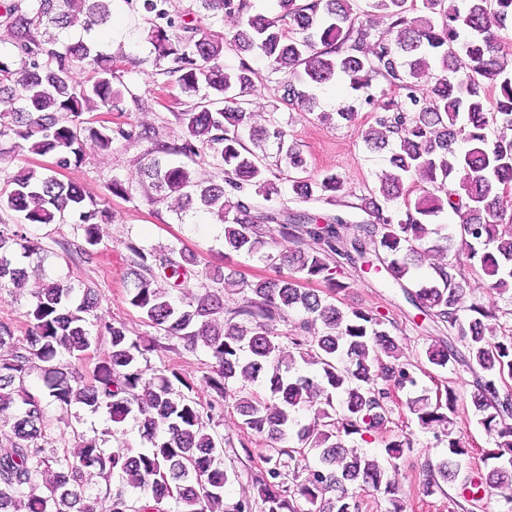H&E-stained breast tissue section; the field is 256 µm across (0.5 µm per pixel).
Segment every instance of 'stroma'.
Returning <instances> with one entry per match:
<instances>
[{
    "label": "stroma",
    "mask_w": 512,
    "mask_h": 512,
    "mask_svg": "<svg viewBox=\"0 0 512 512\" xmlns=\"http://www.w3.org/2000/svg\"><path fill=\"white\" fill-rule=\"evenodd\" d=\"M150 19V14L139 2L130 7L124 0H115L111 29L96 32L95 38L105 51L126 55L136 62L130 73L123 77L125 122L139 128H151L161 140L177 141L184 137V130L172 109L158 105L154 97L156 75L151 63L152 47L141 36ZM281 79L278 73L267 75L251 95L249 108L254 114L255 126L263 127L268 114H275L289 139L296 142L306 156L311 175L318 176L326 171L338 173L344 193L350 195L361 196L374 189L386 162L382 153L367 149L361 138L362 130L373 119L368 107H358L357 118L351 124L333 118L322 122L316 114L306 115L278 105L275 89ZM150 146L147 140L131 144L118 142L111 154L103 155L90 143L85 147V160L81 166L61 171L63 181L84 186L97 195L102 206L112 214L110 223L101 227V242L93 255L84 253L82 235L72 224H32L27 228L29 236L40 241L42 250L26 258V265L41 269L48 277L69 281L74 287L95 288L98 315L104 320L125 324L133 336H150L154 330L127 301L128 291L134 286L126 249L129 241L157 252L175 247L193 253L197 258L196 273L184 285L183 294L187 297L202 293L203 274L209 269H220L233 279L250 282L289 272L278 258L279 248H272L273 258L269 261L245 255L225 257L222 225L212 223L203 213L197 214L193 223H184L168 203L148 202L147 190L137 183L135 176ZM113 177L128 182L126 197L111 195L106 190V182ZM376 279L372 272L351 273L349 288L339 296L341 306L372 308L386 313L400 329L398 339L405 356L414 361L422 360L430 343L429 337L412 320V309L402 297L377 287ZM168 365L186 375L194 395L205 401L214 398L210 384L212 360L203 348L191 349L180 340H167L164 349L149 353L141 369L145 377L150 378ZM444 384L455 388L460 395L457 428L463 440L480 449L492 447V438L472 417L468 406L473 390L472 377L460 366L451 364L432 375L420 372L417 391L432 397L438 386ZM44 412L48 433L60 449L76 448L89 440L98 441L104 448L120 444L137 448L142 443L138 428L131 421L127 422L124 434L115 439L108 432L110 423L106 415L50 401L45 402ZM209 430L223 437L224 466L234 476L225 493V504L252 495V476L260 465L264 439L243 428L239 415L229 402L225 403L220 419L210 423ZM413 441L414 451L401 460L397 476L408 504L407 512H476L454 485L444 486L432 496H421L420 488L425 478L423 466L427 460L435 459L440 450L430 432L414 430Z\"/></svg>",
    "instance_id": "obj_1"
}]
</instances>
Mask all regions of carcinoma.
Wrapping results in <instances>:
<instances>
[{"mask_svg": "<svg viewBox=\"0 0 512 512\" xmlns=\"http://www.w3.org/2000/svg\"><path fill=\"white\" fill-rule=\"evenodd\" d=\"M166 0H144L155 20L146 40L154 49L157 74L177 75L170 88L175 117L186 136L179 143L156 140L138 177L156 191L151 201L174 197L179 213L203 212L224 225L227 254H254L269 243L285 247L280 259L290 273L275 279L230 281L222 271L204 273L217 287L194 300H174L193 259L183 251L156 254L127 243L136 284L128 302L147 326L191 349L205 348L214 361L211 384L217 398L188 395L190 383L171 368L146 381L140 360L158 340L131 336L121 323L94 314V290L46 281L34 295L22 335L0 323V512H253L242 498L224 508L223 439L207 423L223 415L229 396L242 425L265 440L264 466L252 484L260 512H359L358 491L371 490L388 502L386 512H405L401 488L390 477L405 452L407 433L381 441L376 452L346 446L367 444L391 422L393 398L418 384L420 365L402 358L398 325L379 310L336 305L349 288L346 268H378L386 288L402 292L429 325L432 343L425 358L433 367L453 361L474 377L472 416L494 447L479 450L454 436L459 396L449 387L436 400H409L411 421L433 430L447 449L426 461L422 494L431 496L456 482L471 459L478 468L459 486L480 503L501 497L512 512V336L498 335V312L473 298L474 291L502 295L512 289V56L500 50L498 34L512 26V0H278L280 13H252L250 0H199L213 16L237 18L230 35L204 32L191 21L178 23ZM113 0H13L0 6L10 30L12 53H0V154L49 155L65 169L83 163L91 141L109 154L113 144L144 137L124 123H104L90 112L123 116L126 57L112 55L83 36L112 20ZM239 64L225 67L224 53ZM261 58L272 73L284 74L281 102L296 112H313L316 89L341 80L355 100L374 112L361 132L371 150H390V170L378 190L354 204L344 200L340 176L311 177L302 152L273 117L257 130L249 124L248 99L263 80L248 56ZM87 73L79 80L75 68ZM436 68L423 86L421 74ZM385 88L375 91L373 82ZM252 146H247L246 142ZM276 147L270 154L266 147ZM211 159L217 181H198L176 156ZM288 169L291 193L279 187ZM420 183L411 196L407 180ZM322 202L340 211L295 210ZM0 212L20 215V224H0V288L21 289L29 278L20 257L40 250L24 233L26 224L76 219L86 248L100 241L107 210L81 185L63 182L43 167L0 170ZM457 217L442 237L450 259L415 274L418 258L437 247L430 228L442 214ZM475 277H470V274ZM322 283L324 289L300 282ZM238 286L241 300L226 307V290ZM298 312L294 332L276 323ZM98 336L110 351L89 375L72 367ZM465 353H460L456 343ZM43 373L44 388L31 391L26 378ZM79 404L104 411L112 433L127 418L139 425L145 448L83 443L58 453L48 437L42 401ZM319 465L300 477L299 463ZM105 489L86 494L88 478ZM120 476L132 493H112ZM306 508H301V505Z\"/></svg>", "mask_w": 512, "mask_h": 512, "instance_id": "obj_1", "label": "carcinoma"}]
</instances>
